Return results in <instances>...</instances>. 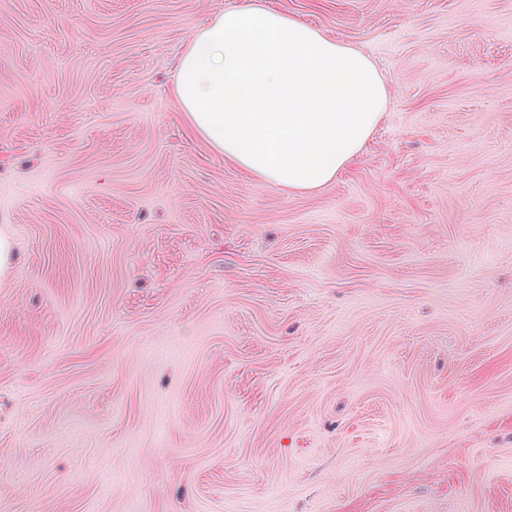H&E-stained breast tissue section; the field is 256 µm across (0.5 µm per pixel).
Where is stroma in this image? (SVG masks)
I'll list each match as a JSON object with an SVG mask.
<instances>
[{"instance_id":"1","label":"stroma","mask_w":512,"mask_h":512,"mask_svg":"<svg viewBox=\"0 0 512 512\" xmlns=\"http://www.w3.org/2000/svg\"><path fill=\"white\" fill-rule=\"evenodd\" d=\"M239 0H0V512H512V0H267L390 90L320 191L172 73Z\"/></svg>"}]
</instances>
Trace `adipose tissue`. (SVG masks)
Listing matches in <instances>:
<instances>
[{
  "label": "adipose tissue",
  "instance_id": "1",
  "mask_svg": "<svg viewBox=\"0 0 512 512\" xmlns=\"http://www.w3.org/2000/svg\"><path fill=\"white\" fill-rule=\"evenodd\" d=\"M173 94L212 151L287 194L333 182L389 103L388 85L363 51L265 0H244L195 27Z\"/></svg>",
  "mask_w": 512,
  "mask_h": 512
}]
</instances>
